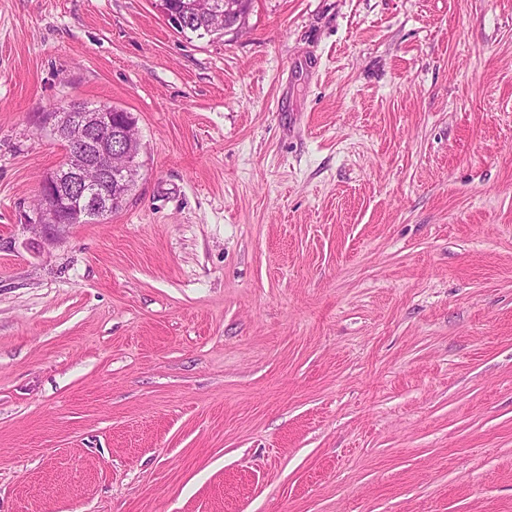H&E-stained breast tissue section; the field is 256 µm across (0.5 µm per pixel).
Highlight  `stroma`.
Masks as SVG:
<instances>
[{"label": "stroma", "mask_w": 512, "mask_h": 512, "mask_svg": "<svg viewBox=\"0 0 512 512\" xmlns=\"http://www.w3.org/2000/svg\"><path fill=\"white\" fill-rule=\"evenodd\" d=\"M72 100L141 168L53 240ZM0 512H512V0H0ZM244 1L245 0H194L190 3V6L193 9V13L197 14L198 16L204 14L209 15L212 13L224 14V29L213 31V34H223L228 29L233 28H230L231 25L229 24L230 20L233 18L238 19V22L235 26L236 29L243 27L240 17L241 12L244 10Z\"/></svg>", "instance_id": "stroma-1"}]
</instances>
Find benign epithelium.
Instances as JSON below:
<instances>
[{
	"label": "benign epithelium",
	"instance_id": "1",
	"mask_svg": "<svg viewBox=\"0 0 512 512\" xmlns=\"http://www.w3.org/2000/svg\"><path fill=\"white\" fill-rule=\"evenodd\" d=\"M158 10L170 25L184 26L182 13L170 7L169 0H156ZM193 13L224 14V28L240 18L244 0H193ZM65 105L63 112H48L46 122L65 150L64 165L46 174L39 187L35 226L44 228L82 224L92 217L113 213L126 202L123 193H112V183L129 186L136 181L140 163L136 120L129 112H114L99 106L74 115Z\"/></svg>",
	"mask_w": 512,
	"mask_h": 512
}]
</instances>
